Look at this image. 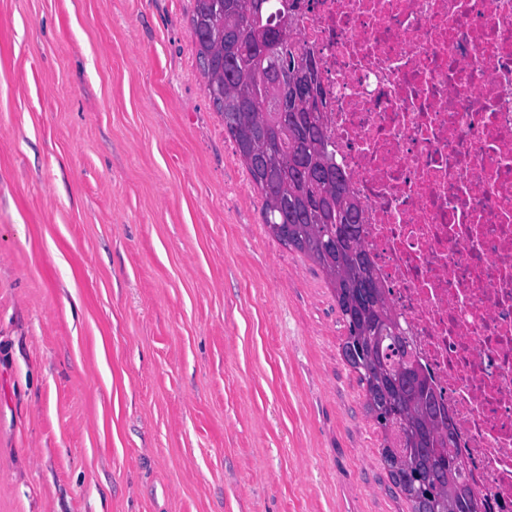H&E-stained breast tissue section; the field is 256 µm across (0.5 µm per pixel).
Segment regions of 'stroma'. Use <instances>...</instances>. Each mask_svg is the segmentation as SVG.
<instances>
[{
	"label": "stroma",
	"instance_id": "35a3bbf8",
	"mask_svg": "<svg viewBox=\"0 0 512 512\" xmlns=\"http://www.w3.org/2000/svg\"><path fill=\"white\" fill-rule=\"evenodd\" d=\"M194 5L0 0V512H410Z\"/></svg>",
	"mask_w": 512,
	"mask_h": 512
}]
</instances>
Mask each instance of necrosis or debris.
Returning <instances> with one entry per match:
<instances>
[{"mask_svg":"<svg viewBox=\"0 0 512 512\" xmlns=\"http://www.w3.org/2000/svg\"><path fill=\"white\" fill-rule=\"evenodd\" d=\"M294 18L374 270L483 512H512V0H299Z\"/></svg>","mask_w":512,"mask_h":512,"instance_id":"1","label":"necrosis or debris"}]
</instances>
